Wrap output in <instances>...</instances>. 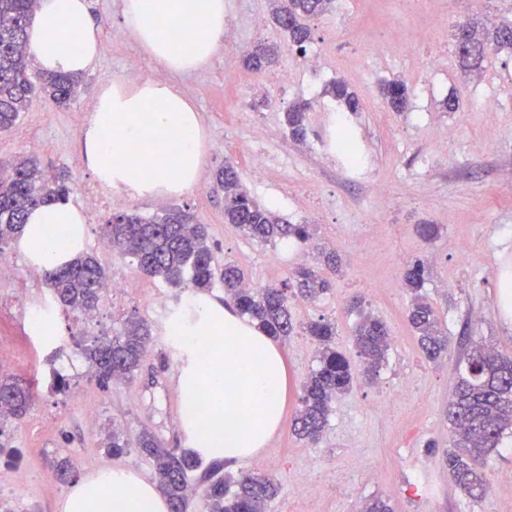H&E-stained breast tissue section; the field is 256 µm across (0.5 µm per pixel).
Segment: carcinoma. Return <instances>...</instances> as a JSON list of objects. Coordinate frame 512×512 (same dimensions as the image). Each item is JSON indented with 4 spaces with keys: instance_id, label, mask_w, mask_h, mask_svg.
Segmentation results:
<instances>
[{
    "instance_id": "obj_1",
    "label": "carcinoma",
    "mask_w": 512,
    "mask_h": 512,
    "mask_svg": "<svg viewBox=\"0 0 512 512\" xmlns=\"http://www.w3.org/2000/svg\"><path fill=\"white\" fill-rule=\"evenodd\" d=\"M36 0H0V132L8 130L28 109L36 93L57 106L71 102L79 80L69 74L46 73L32 80L35 63L28 48L27 27ZM333 0H278L273 13L277 26L301 51L310 40L305 19L330 11ZM468 37L471 48L458 55L466 72L481 69L485 49L512 51V21L491 32H481L470 24L457 27L455 41ZM272 45L260 44L244 58L253 71L276 64ZM382 96L395 112L408 106L409 89L402 80L380 87ZM330 93L350 112L360 109L357 95L342 81H336ZM289 133L295 139L305 136L306 107L293 104L285 115ZM216 181L224 190V223L235 225L251 239L266 243L294 238L305 241V224H281L261 207L242 187L235 170L226 165L218 169ZM71 186L64 173H47L36 154L10 163H0V246L18 239L29 210L69 200ZM116 223L105 225L103 236L116 251L131 256L147 277L171 285L185 281L205 291L212 287L215 257L207 245L205 230L190 223L189 213L169 208L153 218L134 213L113 216ZM426 267L416 260L404 273V283L413 292L407 318L418 337V344L430 360L448 352V337L442 332L431 305L420 293ZM224 293L234 301L239 313L276 339H286L296 330L288 307L290 297L314 300L323 294L329 282L316 271L300 267L293 281L266 286L258 291L244 287L240 269L224 263L221 272ZM108 280L107 272L92 254L79 253L64 265L46 271L47 286L59 307L86 314L95 309L100 292ZM307 332L318 344L317 366L303 385L295 430L298 437L317 442L327 423L332 398L347 391L354 382L356 368L336 350V327L329 321L312 322ZM151 332L142 320L127 322L112 338H97L82 348L96 382L107 386L112 381L131 382L147 352ZM358 357L365 372H375L387 360L391 346L385 324L370 314H360L353 333ZM457 382L448 403V422L455 436L453 449L445 456L454 485L468 497L481 501L490 492V484L477 461L500 447L505 433L512 430V357L504 356L483 342H470L458 362ZM32 399L29 385L17 378L0 377V434L9 419H20ZM139 451L152 460L158 487L169 510L187 504L189 477L201 464L189 452L167 448L152 432L144 430L137 439ZM223 461L216 459L203 475L208 481V512H265L278 487L273 480L254 474L236 478L219 476Z\"/></svg>"
}]
</instances>
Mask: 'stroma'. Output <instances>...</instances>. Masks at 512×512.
<instances>
[{"mask_svg":"<svg viewBox=\"0 0 512 512\" xmlns=\"http://www.w3.org/2000/svg\"><path fill=\"white\" fill-rule=\"evenodd\" d=\"M232 23L224 46L203 69L175 75L174 83L198 108L207 145L199 189L180 197L99 196L85 227L86 252L97 255L110 279L127 284L124 293L100 296L91 330L78 332L73 314L52 307L43 269H32L16 246L0 249V262L13 267L12 289L0 292V336L10 339L0 357L13 377L33 382L27 416L0 436V512H63L69 485L45 486L43 476L57 459L69 458L78 477L95 468L118 466L155 480L152 462L137 449L112 457L109 437L122 429L136 440L153 431L169 448L187 449L184 400L178 376L185 354L167 336L169 320L181 310L190 286L174 287L145 277L131 258L102 251L103 227L126 211L151 218L175 206L205 225L217 262L235 263L246 280L279 285L299 267L298 251L334 248L342 271L315 304L291 301L294 320L306 325L335 323L336 347L356 358L352 330L358 320L349 303L362 298L367 311L384 320L392 338L387 362L372 379L356 375L352 389L334 398L318 443L299 439L292 418L301 385L316 366V345L306 333L282 341L288 393L282 427L254 457L228 461L230 475L254 472L273 477L277 497L267 512H361L371 498L387 499L393 512H512V439L480 459L490 483L481 501L459 492L443 458L452 444L448 401L455 382L457 345L468 337L512 355V54H488L481 72L458 66L453 41L440 30L476 18H512V0H487L483 11L468 12L463 0H336L331 11L308 18L311 32L297 49L276 29L275 0H224ZM101 28V53L82 75L69 107L32 99L9 131L0 133V161L27 153L38 140V156L49 172L66 171L72 202L84 204L95 181L82 162L83 119L100 89L125 75L141 52L124 34L122 0H91ZM263 16L264 28L253 25ZM356 38L344 35L345 29ZM275 45L280 67L292 79L287 87L267 84L243 65L226 66V49L237 43ZM402 79L410 89L406 111L394 112L380 95L383 83ZM345 81L362 109L347 113L357 147L369 158L372 179L387 187L375 196L363 183L348 180L331 150L334 112L339 103L329 88ZM457 101L447 110L446 99ZM498 105L499 135L485 136L487 100ZM307 104V133L294 140L284 114ZM264 153V172H256L244 145ZM232 163L248 193L285 224H305L312 238L260 243L224 221V194L216 171ZM438 228L423 240L418 227ZM468 242L470 259L456 245ZM423 260L424 292L452 343L437 363L423 355L407 320L411 296L403 284L407 264ZM162 290V307L147 306L145 293ZM51 306L59 335L55 341L20 326L24 302ZM146 319L154 339L131 383L100 387L87 376L80 347L94 337L113 336L132 319ZM70 380L67 392L53 388L54 373ZM98 419L88 425L86 407ZM309 476L316 496L301 481Z\"/></svg>","mask_w":512,"mask_h":512,"instance_id":"stroma-1","label":"stroma"}]
</instances>
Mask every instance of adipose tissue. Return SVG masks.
<instances>
[{
    "label": "adipose tissue",
    "mask_w": 512,
    "mask_h": 512,
    "mask_svg": "<svg viewBox=\"0 0 512 512\" xmlns=\"http://www.w3.org/2000/svg\"><path fill=\"white\" fill-rule=\"evenodd\" d=\"M224 0H124L121 27L159 69L207 66L224 40ZM36 65L81 75L100 52V30L89 0H37L27 29ZM206 135L196 106L170 81L114 78L97 95L82 129L81 149L95 181L118 194L177 197L195 186L205 165ZM86 218L73 202L31 210L18 250L48 269L82 251ZM188 357L179 375L194 433L208 457L243 460L265 448L279 430L288 390L285 356L263 331L202 296L173 318ZM167 512L155 485L122 468L82 479L64 512Z\"/></svg>",
    "instance_id": "ef3b65f1"
}]
</instances>
